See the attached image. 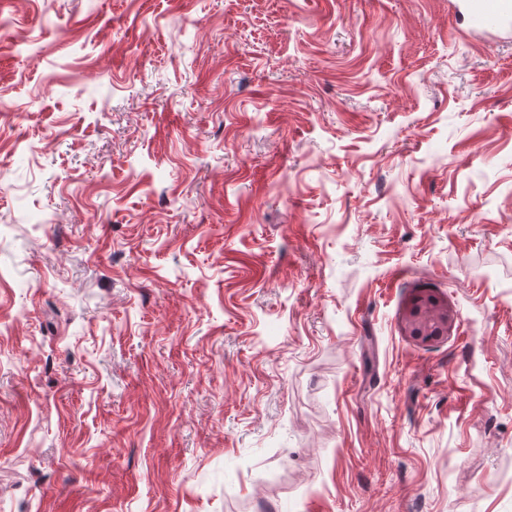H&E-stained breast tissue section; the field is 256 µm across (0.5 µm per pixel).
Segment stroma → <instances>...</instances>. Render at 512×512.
I'll use <instances>...</instances> for the list:
<instances>
[{"label":"stroma","mask_w":512,"mask_h":512,"mask_svg":"<svg viewBox=\"0 0 512 512\" xmlns=\"http://www.w3.org/2000/svg\"><path fill=\"white\" fill-rule=\"evenodd\" d=\"M457 3L0 0V512H512V37ZM411 333L424 342L437 339L448 329V312L427 300L416 301L409 314Z\"/></svg>","instance_id":"obj_1"}]
</instances>
